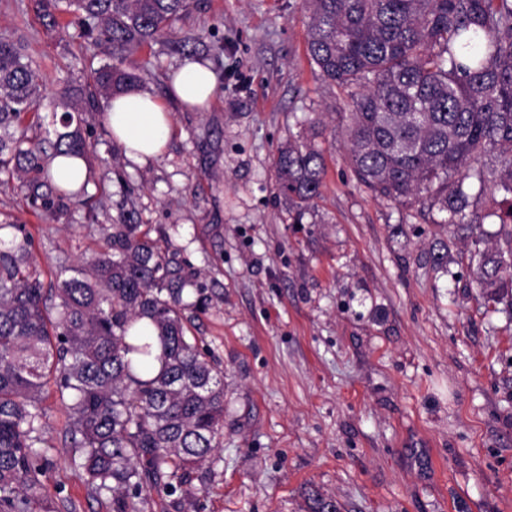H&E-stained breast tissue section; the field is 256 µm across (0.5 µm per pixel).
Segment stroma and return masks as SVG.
Returning <instances> with one entry per match:
<instances>
[{
	"instance_id": "obj_1",
	"label": "stroma",
	"mask_w": 512,
	"mask_h": 512,
	"mask_svg": "<svg viewBox=\"0 0 512 512\" xmlns=\"http://www.w3.org/2000/svg\"><path fill=\"white\" fill-rule=\"evenodd\" d=\"M303 0H190L170 36L136 51L173 135L135 164L102 108L86 109L88 187L54 213L20 179L0 184V222L23 232L43 280L97 250L119 218L170 245L203 293L189 331L224 371V431L184 512H304L305 493L344 512H512V317L484 303L469 231L383 200L354 177L343 132L349 92L305 49ZM81 17L54 24L38 0H0V37L21 40L51 99L86 88L112 46ZM208 62L221 92L193 112L167 97L184 59ZM295 137L326 160L322 194L294 223L273 158ZM448 245L443 268L430 261ZM57 512H111L80 478L55 385L44 394Z\"/></svg>"
}]
</instances>
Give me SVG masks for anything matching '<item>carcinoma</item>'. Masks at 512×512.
Returning a JSON list of instances; mask_svg holds the SVG:
<instances>
[{
  "label": "carcinoma",
  "instance_id": "1",
  "mask_svg": "<svg viewBox=\"0 0 512 512\" xmlns=\"http://www.w3.org/2000/svg\"><path fill=\"white\" fill-rule=\"evenodd\" d=\"M100 20L123 58L170 34L189 0H41ZM307 55L323 78L355 88L345 135L356 178L375 195L420 203L461 228L499 220L472 241L474 281L487 304L512 310V0H305ZM134 64L94 71L87 100L143 87ZM43 84L25 45L0 38V175L28 177V199L49 209L71 192L49 159L87 154L64 108L63 133L40 138ZM494 156L496 165L483 162ZM294 223L314 207L326 173L321 151L290 139L273 161ZM491 191L484 215L469 199ZM502 199H497L496 194ZM58 279L54 313L23 250L0 251V512H55L45 476L42 394L54 379L71 419L70 448L88 487L112 512H144L152 496L177 506L204 482L224 427V375L188 335L202 289L176 253L140 224L104 228L95 256ZM149 320V325L139 322ZM309 512H341L314 493Z\"/></svg>",
  "mask_w": 512,
  "mask_h": 512
}]
</instances>
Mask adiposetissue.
I'll list each match as a JSON object with an SVG mask.
<instances>
[{"label":"adipose tissue","instance_id":"adipose-tissue-1","mask_svg":"<svg viewBox=\"0 0 512 512\" xmlns=\"http://www.w3.org/2000/svg\"><path fill=\"white\" fill-rule=\"evenodd\" d=\"M219 90L215 72L188 58L173 72L170 94L181 104L202 112L209 108ZM105 122L125 157L134 163L158 158L172 134V118L164 104L143 91L108 100Z\"/></svg>","mask_w":512,"mask_h":512}]
</instances>
